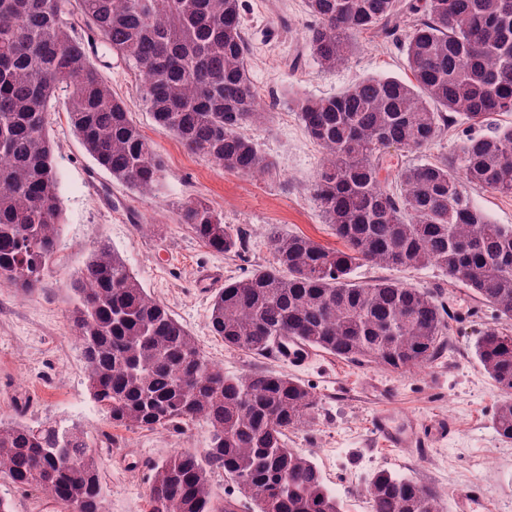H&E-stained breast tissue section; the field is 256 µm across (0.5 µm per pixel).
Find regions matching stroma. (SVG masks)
<instances>
[{"label": "stroma", "instance_id": "35a3bbf8", "mask_svg": "<svg viewBox=\"0 0 512 512\" xmlns=\"http://www.w3.org/2000/svg\"><path fill=\"white\" fill-rule=\"evenodd\" d=\"M241 15L250 73L259 102L270 114L269 124L245 127L243 133L274 160L270 173L258 178L228 173L188 153L155 123L139 97L133 71L105 54L98 58L103 79L126 102L133 121L165 161L163 187L155 197L139 196L99 168L74 135L64 98L53 103L48 122L63 215L57 260L32 294L0 284V418L20 417L35 425L66 420L87 431L107 512H149L148 464L174 447L207 446L204 423L179 430H125L111 426L92 402L68 314L74 303V271L104 243L225 373L269 369L312 388L319 399V421L289 431L288 445L311 457L346 512H371L366 486L378 470L436 488L444 496L445 512L453 506L452 493L473 484L488 491L483 512H512V440H502L493 428L500 392L474 355L479 331L494 320L490 308H483L480 317L450 324L444 357L419 372L357 365L319 351L292 367L228 349L212 332L214 296L225 282L268 264L271 230L305 235L332 248L339 245L311 192L321 150L294 111L290 90L328 98L364 76L402 78L407 73L403 46L368 34L359 36L348 66L321 69L306 53L305 35L313 20L303 0H242ZM193 198L206 200L225 224L245 233L244 253L212 252L180 222L177 204ZM393 274L431 291L453 310L463 313L474 305L466 288L449 282L436 268ZM383 408L420 421L449 418L456 431L423 452L387 448L371 428L374 414Z\"/></svg>", "mask_w": 512, "mask_h": 512}]
</instances>
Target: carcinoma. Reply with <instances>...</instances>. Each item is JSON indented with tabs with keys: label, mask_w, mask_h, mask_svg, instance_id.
<instances>
[{
	"label": "carcinoma",
	"mask_w": 512,
	"mask_h": 512,
	"mask_svg": "<svg viewBox=\"0 0 512 512\" xmlns=\"http://www.w3.org/2000/svg\"><path fill=\"white\" fill-rule=\"evenodd\" d=\"M315 18L306 49L324 70L348 63L357 38L405 41L409 75L362 78L339 95L292 99L323 164L313 185L323 222L341 242L272 230L271 262L224 285L212 332L232 350L272 353L279 338L348 362L409 371L445 349L446 312L432 293L393 278L358 281L362 263L437 267L497 324L479 331L474 355L501 392L493 424L512 439V225L495 224L469 189L512 195V0H304ZM84 26L113 58L131 63L155 122L191 154L257 177L274 163L241 129L267 121L248 67L240 0H0V274L28 295L54 262L59 179L46 112L67 92L69 122L85 151L142 196L165 173L81 39ZM480 129L448 155L392 166L388 149L420 150L459 128ZM180 222L216 253L244 246L207 202L177 206ZM69 320L87 390L126 430L204 420L205 448L150 465V512H236L212 476L249 484L258 512H343L288 431L313 427L319 403L286 373L226 374L187 328L153 298L126 261L99 245L74 273ZM0 479L35 489L63 512H105L102 477L76 423L0 419ZM371 512H443L434 488L388 470L367 485Z\"/></svg>",
	"instance_id": "1"
}]
</instances>
